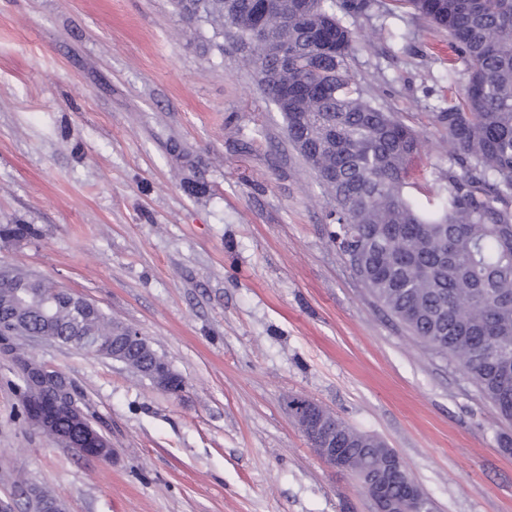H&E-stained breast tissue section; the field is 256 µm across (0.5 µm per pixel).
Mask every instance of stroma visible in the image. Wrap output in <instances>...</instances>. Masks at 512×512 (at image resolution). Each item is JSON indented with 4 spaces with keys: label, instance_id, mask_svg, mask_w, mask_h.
<instances>
[{
    "label": "stroma",
    "instance_id": "1",
    "mask_svg": "<svg viewBox=\"0 0 512 512\" xmlns=\"http://www.w3.org/2000/svg\"><path fill=\"white\" fill-rule=\"evenodd\" d=\"M375 106L421 134L414 169H448L433 123L467 73L446 34L393 0L343 16ZM172 0H0V265L97 303L187 388L53 343L112 441L78 456L21 415L0 357V497L24 463L64 512H373L292 419L300 397L394 448L437 512H512V422L376 301L330 240L333 202L224 29ZM41 235V230L32 224H0V239L35 240Z\"/></svg>",
    "mask_w": 512,
    "mask_h": 512
}]
</instances>
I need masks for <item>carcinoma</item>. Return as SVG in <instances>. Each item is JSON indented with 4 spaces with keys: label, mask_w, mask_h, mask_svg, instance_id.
<instances>
[{
    "label": "carcinoma",
    "mask_w": 512,
    "mask_h": 512,
    "mask_svg": "<svg viewBox=\"0 0 512 512\" xmlns=\"http://www.w3.org/2000/svg\"><path fill=\"white\" fill-rule=\"evenodd\" d=\"M328 0H277L258 14L259 0H174L181 16L211 26L216 38L234 26L252 52L265 97L284 118L289 141L334 201L333 241L355 256L372 295L433 353L451 359L500 416L512 421V0H395L448 33L468 81L435 113L446 133L448 171L426 196L409 163L418 133L376 108L350 73L354 32L327 9ZM372 0H342L347 14H367ZM288 31V66L277 65L253 28ZM32 224H0V239L35 240ZM0 322L18 324L13 351L30 362L22 336L38 333L112 357L128 326L94 302L33 274L0 281ZM102 343L93 350L90 340ZM157 357L144 344L130 358L139 369ZM55 426L81 423L66 403ZM336 447L357 479L385 470L393 451L377 437L336 421ZM27 512H48L58 500L19 478Z\"/></svg>",
    "instance_id": "obj_1"
}]
</instances>
